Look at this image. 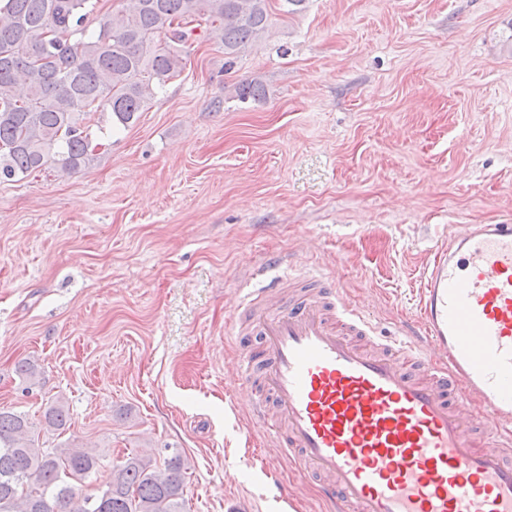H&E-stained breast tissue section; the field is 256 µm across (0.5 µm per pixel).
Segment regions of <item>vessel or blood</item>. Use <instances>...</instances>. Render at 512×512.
<instances>
[{
  "label": "vessel or blood",
  "mask_w": 512,
  "mask_h": 512,
  "mask_svg": "<svg viewBox=\"0 0 512 512\" xmlns=\"http://www.w3.org/2000/svg\"><path fill=\"white\" fill-rule=\"evenodd\" d=\"M282 302L250 289L233 375L336 512H512V223L449 229L413 321L380 335L329 275Z\"/></svg>",
  "instance_id": "vessel-or-blood-1"
}]
</instances>
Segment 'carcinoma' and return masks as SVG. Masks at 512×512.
I'll return each instance as SVG.
<instances>
[{
    "instance_id": "carcinoma-1",
    "label": "carcinoma",
    "mask_w": 512,
    "mask_h": 512,
    "mask_svg": "<svg viewBox=\"0 0 512 512\" xmlns=\"http://www.w3.org/2000/svg\"><path fill=\"white\" fill-rule=\"evenodd\" d=\"M99 0H0V181L53 162L65 172L89 156L85 126L108 111L126 126L186 67L181 46L203 21L224 47V70L263 33L267 0H124L94 31ZM165 33L167 41H156ZM69 410L48 407L46 429L65 432ZM99 469L91 448H37L27 420L0 410V512H183L190 470L179 449L157 466L131 454L104 487L76 496L70 481Z\"/></svg>"
}]
</instances>
